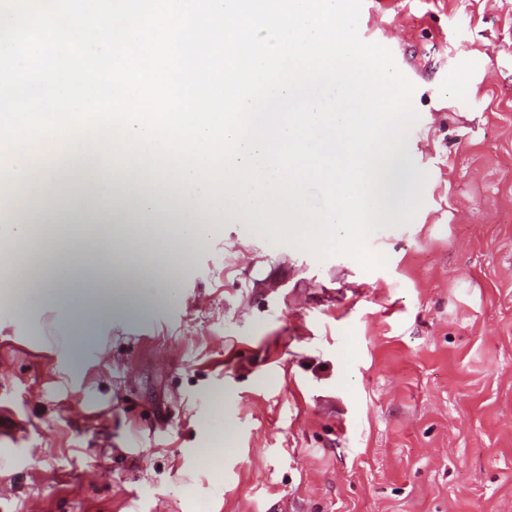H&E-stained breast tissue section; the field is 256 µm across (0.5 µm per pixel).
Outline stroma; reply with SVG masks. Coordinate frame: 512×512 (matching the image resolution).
<instances>
[{"instance_id":"1","label":"stroma","mask_w":512,"mask_h":512,"mask_svg":"<svg viewBox=\"0 0 512 512\" xmlns=\"http://www.w3.org/2000/svg\"><path fill=\"white\" fill-rule=\"evenodd\" d=\"M358 35L419 114L385 266L244 213L96 224L120 271L64 304L26 287L64 225L19 270L0 239V512H512V0H362Z\"/></svg>"}]
</instances>
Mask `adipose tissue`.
<instances>
[{
  "mask_svg": "<svg viewBox=\"0 0 512 512\" xmlns=\"http://www.w3.org/2000/svg\"><path fill=\"white\" fill-rule=\"evenodd\" d=\"M85 133L79 127L59 131L48 130L38 144L21 145L4 138L0 140V161L8 166L9 193L0 195V238H25L35 224H148L160 210L155 192H130L122 166L102 164L91 168L80 145ZM48 151L59 155L60 163L38 165L35 153ZM41 189L43 207L36 212L13 217L16 194L26 192L30 184ZM182 197L192 196L203 205L196 214L183 208L180 201L170 205V213L180 219L178 235L200 241L207 233L211 217L245 212L258 215L261 201L242 203L240 196L203 191L201 184L180 180Z\"/></svg>",
  "mask_w": 512,
  "mask_h": 512,
  "instance_id": "adipose-tissue-1",
  "label": "adipose tissue"
}]
</instances>
